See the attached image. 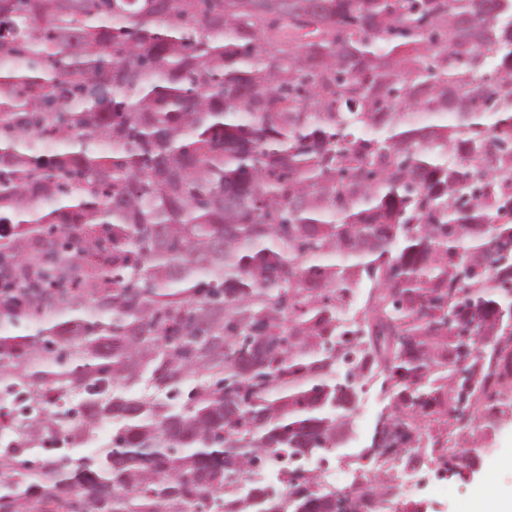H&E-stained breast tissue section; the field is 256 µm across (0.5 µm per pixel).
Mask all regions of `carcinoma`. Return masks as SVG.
Segmentation results:
<instances>
[{
    "mask_svg": "<svg viewBox=\"0 0 512 512\" xmlns=\"http://www.w3.org/2000/svg\"><path fill=\"white\" fill-rule=\"evenodd\" d=\"M504 3L0 0V512H252L365 369L384 438L495 407ZM260 494L337 512L294 469Z\"/></svg>",
    "mask_w": 512,
    "mask_h": 512,
    "instance_id": "1",
    "label": "carcinoma"
}]
</instances>
